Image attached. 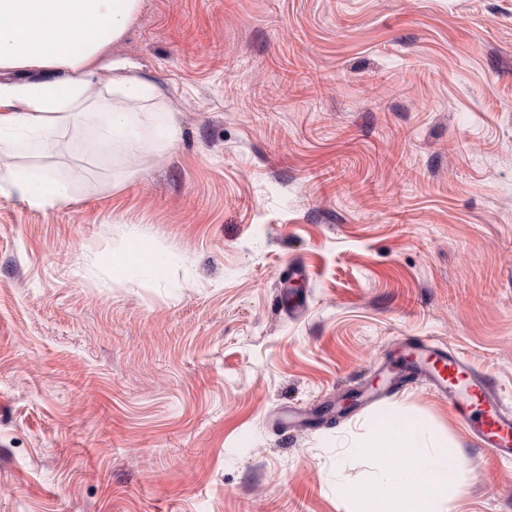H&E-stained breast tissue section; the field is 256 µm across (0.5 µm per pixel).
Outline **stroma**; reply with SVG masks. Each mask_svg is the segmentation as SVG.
<instances>
[{"label": "stroma", "mask_w": 512, "mask_h": 512, "mask_svg": "<svg viewBox=\"0 0 512 512\" xmlns=\"http://www.w3.org/2000/svg\"><path fill=\"white\" fill-rule=\"evenodd\" d=\"M116 51L172 148L0 158L72 196L0 195V512H347L399 415L439 512H512V460L381 373L437 342L512 407V0H143Z\"/></svg>", "instance_id": "obj_1"}]
</instances>
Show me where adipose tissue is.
<instances>
[{
    "instance_id": "ef3b65f1",
    "label": "adipose tissue",
    "mask_w": 512,
    "mask_h": 512,
    "mask_svg": "<svg viewBox=\"0 0 512 512\" xmlns=\"http://www.w3.org/2000/svg\"><path fill=\"white\" fill-rule=\"evenodd\" d=\"M139 9L140 0H0V151L46 144L76 123L95 133L78 153L108 148L121 166L142 153L143 125L153 128L154 149L173 145L157 86L137 62L112 54ZM4 192L43 211L70 200L68 183L42 167L1 170ZM422 437L403 415L375 431L365 448L391 465L354 493L351 512H434L448 455L422 446ZM403 484L413 497L400 496Z\"/></svg>"
}]
</instances>
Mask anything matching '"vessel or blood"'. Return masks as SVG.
Segmentation results:
<instances>
[{"mask_svg":"<svg viewBox=\"0 0 512 512\" xmlns=\"http://www.w3.org/2000/svg\"><path fill=\"white\" fill-rule=\"evenodd\" d=\"M411 355L477 443L496 456L512 458V409L504 406L490 382L443 345L422 342L412 346Z\"/></svg>","mask_w":512,"mask_h":512,"instance_id":"vessel-or-blood-1","label":"vessel or blood"}]
</instances>
